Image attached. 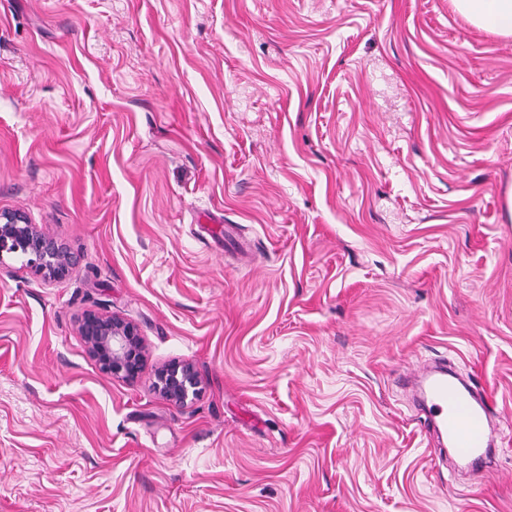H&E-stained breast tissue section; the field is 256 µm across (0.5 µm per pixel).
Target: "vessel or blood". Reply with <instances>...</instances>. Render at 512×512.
<instances>
[{"label":"vessel or blood","mask_w":512,"mask_h":512,"mask_svg":"<svg viewBox=\"0 0 512 512\" xmlns=\"http://www.w3.org/2000/svg\"><path fill=\"white\" fill-rule=\"evenodd\" d=\"M423 404L450 456L468 467L488 459L493 450L485 394L446 370L426 373L419 381Z\"/></svg>","instance_id":"obj_1"}]
</instances>
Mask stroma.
<instances>
[{"label":"stroma","instance_id":"stroma-1","mask_svg":"<svg viewBox=\"0 0 512 512\" xmlns=\"http://www.w3.org/2000/svg\"><path fill=\"white\" fill-rule=\"evenodd\" d=\"M511 188L512 37L452 0H0V210L79 258L0 266V512H512ZM438 357L492 477L404 383ZM78 331L103 372L130 382L138 379L146 349L135 323L115 314L88 311L79 320ZM152 388L170 404L183 407L202 392V380L192 362L173 360L155 370ZM419 391L438 438L448 445V456L471 468L490 457L493 439L483 391L445 369L422 376Z\"/></svg>","mask_w":512,"mask_h":512}]
</instances>
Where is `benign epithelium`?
I'll return each mask as SVG.
<instances>
[{"label":"benign epithelium","instance_id":"obj_1","mask_svg":"<svg viewBox=\"0 0 512 512\" xmlns=\"http://www.w3.org/2000/svg\"><path fill=\"white\" fill-rule=\"evenodd\" d=\"M22 256L26 266L50 282L65 277L77 257L59 237L45 233L19 211H0V264ZM78 331L90 357L114 377L133 382L141 374L146 349L139 327L118 315L88 311ZM152 388L170 404L183 407L202 392V380L192 362L173 360L155 370Z\"/></svg>","mask_w":512,"mask_h":512}]
</instances>
